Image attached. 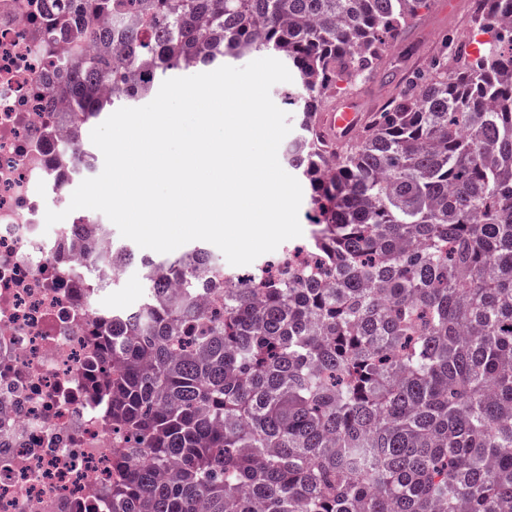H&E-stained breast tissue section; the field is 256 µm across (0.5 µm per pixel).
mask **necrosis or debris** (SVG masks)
<instances>
[{"mask_svg":"<svg viewBox=\"0 0 512 512\" xmlns=\"http://www.w3.org/2000/svg\"><path fill=\"white\" fill-rule=\"evenodd\" d=\"M48 0H0V512H112V426L92 394L94 316L73 225L47 197L76 162L80 115L46 87L86 45L53 35Z\"/></svg>","mask_w":512,"mask_h":512,"instance_id":"1","label":"necrosis or debris"}]
</instances>
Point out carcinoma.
<instances>
[{
  "label": "carcinoma",
  "mask_w": 512,
  "mask_h": 512,
  "mask_svg": "<svg viewBox=\"0 0 512 512\" xmlns=\"http://www.w3.org/2000/svg\"><path fill=\"white\" fill-rule=\"evenodd\" d=\"M96 44L52 93L84 122L170 71L254 52L295 76L285 149L308 190L310 262L217 288L193 247H125L137 307L100 315L112 512H512V9L473 0L454 37L333 150L323 106L367 80L431 0H54ZM81 7L82 22L68 15ZM120 11L137 24H99ZM78 169L92 167L83 130ZM224 296L211 310L198 296ZM112 370H106V362Z\"/></svg>",
  "instance_id": "1"
}]
</instances>
